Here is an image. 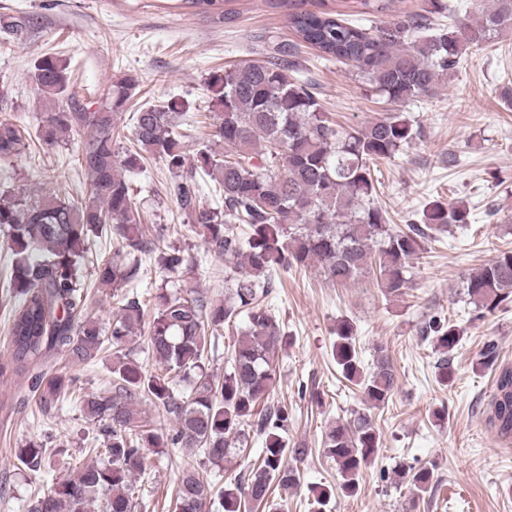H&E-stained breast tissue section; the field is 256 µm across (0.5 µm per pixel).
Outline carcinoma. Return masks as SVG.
<instances>
[{
	"mask_svg": "<svg viewBox=\"0 0 512 512\" xmlns=\"http://www.w3.org/2000/svg\"><path fill=\"white\" fill-rule=\"evenodd\" d=\"M299 43L315 48L326 61L350 64L372 95L399 103L436 89L467 51L512 29V0L462 16L443 0H424L421 11L401 20L377 21L373 31L329 10L326 0H281ZM448 11V27L433 29L431 16ZM298 43L279 42L267 59L242 68L215 72L206 87L213 109L214 140L226 154L200 151L189 158L176 117L186 104L171 98L161 105L142 104L133 113L138 149L120 151L123 128L118 116L136 95L138 76L114 78L97 110L88 112L68 93L67 59L46 53L34 65L32 79L41 102L38 138L52 149L81 133L88 134L79 162L90 177V194L81 201L51 192L33 198L23 188L0 196V231L9 239L12 273L9 288L19 306L10 322L9 359L0 377L37 364L56 352L73 364L94 360L112 347V395L81 400L86 418L103 421L99 458L75 467L55 486L37 496L27 512H136L133 480L151 468V458L170 448L197 449L220 465L246 441L250 426L263 438L261 463L247 480L232 486L204 481L192 464L182 467L170 507L182 512H244L255 503L281 512L272 487L288 490L299 481L284 465L291 454L288 411L278 405L258 408L270 398L275 361L288 336L264 301L272 275L290 266L318 267L324 277L347 286L371 273L381 294L402 297L412 289V269L433 232L465 224L469 211L457 201L433 202L420 221L397 230L377 200L371 166L390 160L421 135V127L402 112H383L356 127L336 124L320 102L315 84L297 68ZM30 147L16 121L0 116V161L18 158ZM163 162L176 177L171 194L208 249L224 258L228 295L214 299L181 288L187 260L164 245L167 225L142 222L125 173L142 171L145 155ZM206 177L214 204L199 201L196 177ZM108 230L116 240L112 256L94 267L98 283L112 287L117 310L110 337L86 312L84 266L91 237ZM156 259L165 273L150 318L143 296L128 286ZM466 296L474 308L491 312L512 299V250L500 252L472 273ZM245 322L220 380L208 364L224 325ZM146 331L150 371L132 358L130 347ZM434 342L437 381H453V351L460 338L452 321L430 320L421 327ZM342 377L360 387L365 403L381 409L392 400L395 374L389 355L376 347V363L363 366L353 325L341 321L332 346ZM74 390L63 372L35 376L31 391L48 406ZM161 412L149 420L142 405ZM174 421L167 427L166 421ZM489 424L502 439L512 437V367H497L496 392ZM380 433L372 416L359 413L330 426L324 452L338 464L340 489L352 493L363 466L377 455ZM47 449L30 442L15 450L29 468L41 466ZM402 477L421 493L433 488L428 468L403 470Z\"/></svg>",
	"mask_w": 512,
	"mask_h": 512,
	"instance_id": "obj_1",
	"label": "carcinoma"
}]
</instances>
